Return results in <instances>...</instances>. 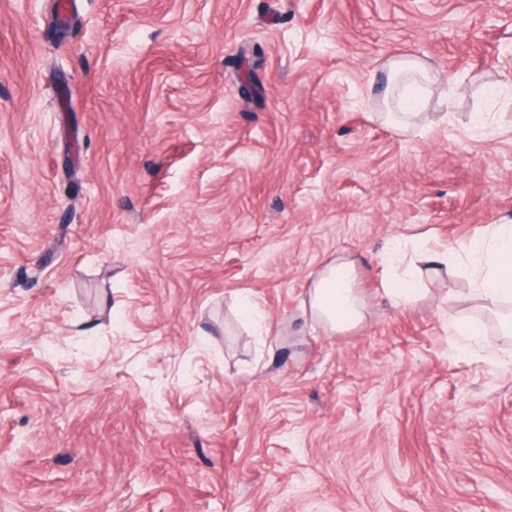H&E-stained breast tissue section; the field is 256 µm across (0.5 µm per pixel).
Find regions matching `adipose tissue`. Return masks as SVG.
<instances>
[{
	"instance_id": "ef3b65f1",
	"label": "adipose tissue",
	"mask_w": 512,
	"mask_h": 512,
	"mask_svg": "<svg viewBox=\"0 0 512 512\" xmlns=\"http://www.w3.org/2000/svg\"><path fill=\"white\" fill-rule=\"evenodd\" d=\"M428 264L462 269L481 298L496 303L512 298V225L499 224L486 237L463 249L453 248L428 256ZM357 261L339 256L316 273L302 307L311 318L332 334L359 326L368 311L367 301L355 278Z\"/></svg>"
}]
</instances>
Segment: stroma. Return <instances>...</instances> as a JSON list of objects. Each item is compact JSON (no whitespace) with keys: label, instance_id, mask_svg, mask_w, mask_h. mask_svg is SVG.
<instances>
[{"label":"stroma","instance_id":"35a3bbf8","mask_svg":"<svg viewBox=\"0 0 512 512\" xmlns=\"http://www.w3.org/2000/svg\"><path fill=\"white\" fill-rule=\"evenodd\" d=\"M72 2L0 0V512H512V335L383 296L512 225V0ZM402 76H412L414 81L424 83L430 78V73L426 65L415 58L401 57L390 62L388 65V91L390 94L394 92V85ZM416 77H420L421 81L416 80ZM416 82L410 83L408 86L420 89L421 87ZM357 261L351 256H338L316 273L304 313L324 325L331 334H342L359 326L368 311L367 301L355 278Z\"/></svg>","mask_w":512,"mask_h":512}]
</instances>
